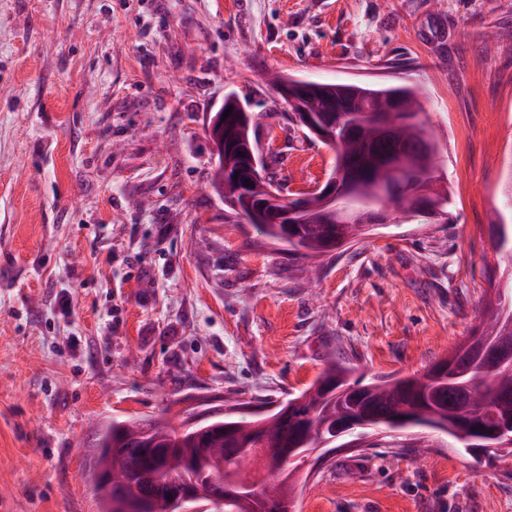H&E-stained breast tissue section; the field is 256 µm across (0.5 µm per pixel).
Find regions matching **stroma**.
<instances>
[{
  "label": "stroma",
  "instance_id": "obj_1",
  "mask_svg": "<svg viewBox=\"0 0 512 512\" xmlns=\"http://www.w3.org/2000/svg\"><path fill=\"white\" fill-rule=\"evenodd\" d=\"M407 86L448 221H394L318 281L207 183L236 92L285 196L333 151L269 84ZM512 0H0V512H97V425L271 409L333 359L431 368L485 317L512 210ZM299 512H512V459L369 432L304 465Z\"/></svg>",
  "mask_w": 512,
  "mask_h": 512
}]
</instances>
